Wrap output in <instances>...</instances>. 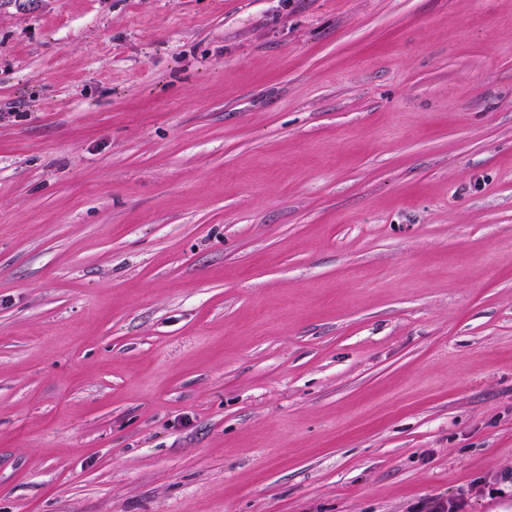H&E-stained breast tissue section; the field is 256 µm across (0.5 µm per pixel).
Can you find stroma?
Segmentation results:
<instances>
[{"mask_svg": "<svg viewBox=\"0 0 512 512\" xmlns=\"http://www.w3.org/2000/svg\"><path fill=\"white\" fill-rule=\"evenodd\" d=\"M512 0H0V512H512Z\"/></svg>", "mask_w": 512, "mask_h": 512, "instance_id": "stroma-1", "label": "stroma"}]
</instances>
